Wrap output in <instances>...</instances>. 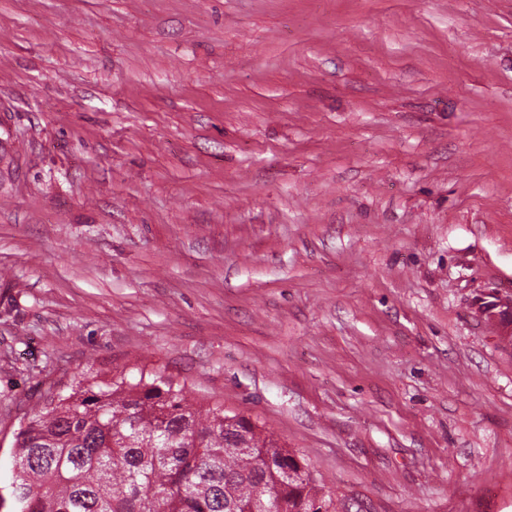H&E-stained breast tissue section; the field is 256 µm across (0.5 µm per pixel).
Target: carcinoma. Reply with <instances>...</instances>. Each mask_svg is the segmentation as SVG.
<instances>
[{"label":"carcinoma","instance_id":"carcinoma-1","mask_svg":"<svg viewBox=\"0 0 512 512\" xmlns=\"http://www.w3.org/2000/svg\"><path fill=\"white\" fill-rule=\"evenodd\" d=\"M0 512H336L303 456L160 374L74 376L20 424Z\"/></svg>","mask_w":512,"mask_h":512}]
</instances>
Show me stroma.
<instances>
[{
	"label": "stroma",
	"instance_id": "1",
	"mask_svg": "<svg viewBox=\"0 0 512 512\" xmlns=\"http://www.w3.org/2000/svg\"><path fill=\"white\" fill-rule=\"evenodd\" d=\"M512 0H0V488L159 373L338 512H512Z\"/></svg>",
	"mask_w": 512,
	"mask_h": 512
}]
</instances>
